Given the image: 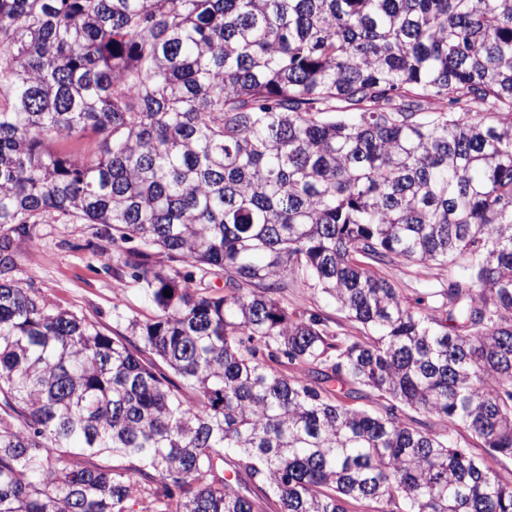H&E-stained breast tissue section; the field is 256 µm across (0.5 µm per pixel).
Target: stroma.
I'll return each mask as SVG.
<instances>
[{"mask_svg":"<svg viewBox=\"0 0 512 512\" xmlns=\"http://www.w3.org/2000/svg\"><path fill=\"white\" fill-rule=\"evenodd\" d=\"M10 257L9 279L24 282L52 306L96 322L107 335L124 332L117 315L145 321L156 313L141 280L128 275L116 280L114 272L121 268L123 254L113 248L108 225L78 224L55 217L33 225L29 236H13ZM384 273L404 295L414 298L446 284L451 271L396 263ZM278 299L288 309L327 318L333 327L349 332L355 329L354 322L312 284L291 280Z\"/></svg>","mask_w":512,"mask_h":512,"instance_id":"obj_1","label":"stroma"}]
</instances>
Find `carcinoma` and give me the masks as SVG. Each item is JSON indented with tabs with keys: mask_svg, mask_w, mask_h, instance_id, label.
I'll use <instances>...</instances> for the list:
<instances>
[{
	"mask_svg": "<svg viewBox=\"0 0 512 512\" xmlns=\"http://www.w3.org/2000/svg\"><path fill=\"white\" fill-rule=\"evenodd\" d=\"M52 215L156 315L0 283V512H512L456 440L512 458V0H0V229ZM462 260L431 309L380 273ZM313 282L306 284L299 279H288V288H284L276 294V298L288 307V309L307 314L316 313L329 320L331 326L349 332L358 333L355 323L349 321L345 314L338 311L334 303H330L324 295L312 286Z\"/></svg>",
	"mask_w": 512,
	"mask_h": 512,
	"instance_id": "cac0c4a2",
	"label": "carcinoma"
}]
</instances>
